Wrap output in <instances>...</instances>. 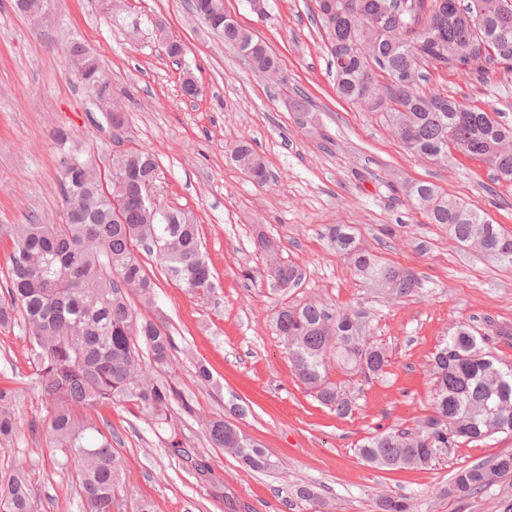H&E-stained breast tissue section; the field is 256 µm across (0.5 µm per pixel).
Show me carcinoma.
I'll return each mask as SVG.
<instances>
[{
	"instance_id": "carcinoma-1",
	"label": "carcinoma",
	"mask_w": 512,
	"mask_h": 512,
	"mask_svg": "<svg viewBox=\"0 0 512 512\" xmlns=\"http://www.w3.org/2000/svg\"><path fill=\"white\" fill-rule=\"evenodd\" d=\"M218 0H189V11L210 22L211 5ZM359 12L342 11L332 18L315 0L317 18L327 41L336 91L370 112L381 113L391 129L412 130L405 149L438 160L452 149L484 161L498 181L512 183V125L491 113L450 96L425 94L417 87L390 100L366 96L364 81L373 73L382 83L407 73L417 74L422 64L462 69L483 77L493 64L512 68V0H406L410 9L386 14V26L369 25L365 17L392 0H354ZM224 43L250 51L258 73L274 71L281 61L250 30L228 20L218 29ZM495 40L494 53L473 63L457 59L458 50L476 37ZM376 51L368 61L358 46ZM127 166L151 183L159 178L156 156L131 148L123 153ZM232 157L258 183L268 180L262 159L244 142ZM79 166L71 164L60 176L65 223L14 224L12 268L0 295V327L22 318L43 396L55 404L50 422L52 447L65 464L78 468L84 512H112L122 458L112 449V437L76 417L73 409L101 404L131 403L154 421L168 423L169 408L187 400L153 373L171 364L176 345L161 320L141 317L132 306L136 296L152 304L157 284L146 271L138 251L155 256L165 271L192 291L207 290L212 273L203 257L198 224L192 215L161 207L152 212L139 190L125 202L122 222L112 221V195L100 183L77 179ZM410 201L428 222L438 224L458 242L485 257L512 236L468 207L459 197L430 183L406 187ZM332 247L354 269L365 288L391 299L408 297L418 287L406 274L358 243L351 229H327ZM266 270L275 273L279 288H295L300 268L281 258L280 246L261 235L255 243ZM275 328L288 352L293 374L311 396L345 418L356 406L364 387L379 378L389 364L386 348L367 336L360 316L352 310L331 311L320 303L285 305L274 317ZM347 377L330 378V364ZM433 379L431 411L416 428L388 430L366 437L358 445L361 459L381 469L427 468L449 458L459 444L476 442L497 433L512 432V365L486 352L470 325L460 323L429 363ZM16 395L0 389V440L17 430ZM216 448L240 459L251 470L265 472L272 462L261 446L236 426L219 417L205 424ZM97 433L94 439L88 432ZM512 476V453L487 463L465 467L454 474L443 493L465 499L486 491L498 480ZM381 512H410L406 498L387 496ZM0 512H33L25 463L0 480Z\"/></svg>"
}]
</instances>
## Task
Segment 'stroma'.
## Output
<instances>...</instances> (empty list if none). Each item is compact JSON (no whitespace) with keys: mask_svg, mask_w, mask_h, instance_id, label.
<instances>
[{"mask_svg":"<svg viewBox=\"0 0 512 512\" xmlns=\"http://www.w3.org/2000/svg\"><path fill=\"white\" fill-rule=\"evenodd\" d=\"M224 9L278 55L288 90L246 66L190 14L187 0H122L118 8L113 0H50L38 26L15 0H0V288L13 250L3 226L65 221L63 157L90 158L108 172L132 147L156 155L160 174L151 193L194 214L212 271L211 288L196 292L154 257L143 258L157 288L141 313L163 320L176 345L159 377L188 399L191 412L173 403L171 425L161 430L121 405L80 412L111 432L125 462L115 512H135L144 500L155 512H379L386 495L406 497L412 512H503L512 479L464 501L442 491L457 470L512 452V434L461 444L426 470L373 469L357 446L396 426L415 427L429 413L427 365L456 324H469L486 351L512 364V338L502 335L512 329V264L427 223L404 192L411 182L434 184L512 232V184L494 181L485 162L456 151L440 163L413 156L379 113L339 98L314 0H266L262 18L248 0H224ZM159 20L183 43L180 59L167 56ZM76 41L128 108L122 137L96 107L94 90L71 74L68 51ZM187 71L203 89L193 100L181 94ZM421 71V91L512 124V69L498 65L482 79L430 64ZM293 88L310 102L307 118L291 109ZM61 129L63 143L55 137ZM239 141L263 160L266 183L256 184L233 161ZM331 224L351 226L361 246L413 272L419 288L399 302L363 288L331 248ZM260 231L301 268L298 287L274 288L253 244ZM309 301L364 312L370 336L389 351L385 374L343 419L297 382L274 326L282 304ZM200 363L212 382L197 379ZM35 373L22 325L0 329V388L15 392L18 416L16 434L0 442V477L25 461L34 512H82L74 469L49 446L52 408L33 385ZM219 415L263 446L270 470L253 471L212 447L204 422ZM173 434L208 461L215 484L197 480L190 461L168 451ZM303 486L315 499L297 497Z\"/></svg>","mask_w":512,"mask_h":512,"instance_id":"obj_1","label":"stroma"}]
</instances>
